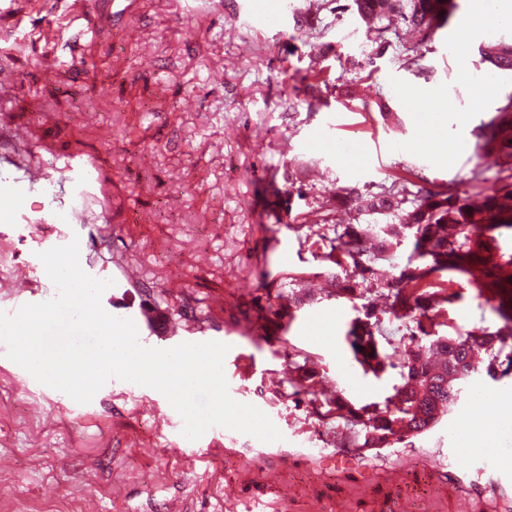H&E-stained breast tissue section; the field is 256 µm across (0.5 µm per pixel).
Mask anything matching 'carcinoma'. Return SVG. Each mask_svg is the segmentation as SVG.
I'll use <instances>...</instances> for the list:
<instances>
[{
  "instance_id": "carcinoma-1",
  "label": "carcinoma",
  "mask_w": 512,
  "mask_h": 512,
  "mask_svg": "<svg viewBox=\"0 0 512 512\" xmlns=\"http://www.w3.org/2000/svg\"><path fill=\"white\" fill-rule=\"evenodd\" d=\"M353 5L369 24L400 18L425 39L446 26L457 8L455 0H353ZM481 61L491 72L512 70V44L485 48ZM479 138L478 148L498 153L505 165L504 175L479 203L457 190L414 192L406 183L375 192L362 193L354 187L336 190V207L352 206L361 215L392 218L386 224L338 225L336 243L326 254L334 267L331 275L338 294L362 293V285L375 281L376 260L403 238L412 239L413 253L423 259L421 264L408 262L392 281L374 288L377 297L389 301L392 313L399 312L413 323L407 339L390 353L380 347L381 320L374 300L364 304L363 317L356 318L348 332L355 357L364 367L376 375L397 368L402 379L383 405L373 402L356 408L326 399V415L337 412L362 426L364 442L350 436L345 442L349 448L383 447L394 425L412 436L427 431L439 412L457 402L459 390L449 383L471 376L475 353L489 355L491 376L503 365L512 366V276L504 275L512 265V254L505 255L498 247L502 234L512 233V101L480 126ZM334 208L326 216L334 214ZM443 272L464 277L479 292L490 293L502 326L494 331L480 328L464 338L438 337L435 348L443 359L436 362L426 355L421 341L431 336L430 329L449 301L446 289L435 281L436 274Z\"/></svg>"
}]
</instances>
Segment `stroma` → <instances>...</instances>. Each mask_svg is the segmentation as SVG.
<instances>
[{"label":"stroma","mask_w":512,"mask_h":512,"mask_svg":"<svg viewBox=\"0 0 512 512\" xmlns=\"http://www.w3.org/2000/svg\"><path fill=\"white\" fill-rule=\"evenodd\" d=\"M351 2L288 0L281 14L279 0H136L118 15L112 0H92V37L71 29L16 45L13 127L35 143L53 138L62 150L97 154L112 172V226L95 230L91 249L103 279L115 264L137 266L130 305L162 303L222 334L230 396L269 416L282 448L300 443L311 454L264 458L268 478L258 483L253 436L214 426L190 441L182 422L163 426L173 408L141 385L108 383L80 404L0 358V512H164L170 502L182 512H376L402 496L429 512L419 471L389 492L361 498L351 489L395 464L400 449L435 458L459 444L475 389L512 393V375L469 377L431 429L362 462L340 454L352 423L320 406L334 396L381 404L401 383L397 370L378 378L354 359L347 333L364 300L336 293L323 259L334 235L323 202L339 187L396 179L471 196L492 187L500 159L479 150V127L512 100V71L496 72V100L470 95L484 73L482 48L512 43V21L477 29L465 53L449 52L448 30L469 8L457 0L430 39L400 23L378 45ZM299 15L308 25L297 26ZM61 58L73 61L62 83H41L40 68ZM309 84L322 99L314 110L301 92ZM433 88L444 91L449 116L431 134ZM457 112L471 113L469 128L452 122ZM436 134L467 146L434 157ZM332 136L354 151L322 153ZM300 167L297 198L288 173ZM448 292L438 335L497 328L492 301L465 278Z\"/></svg>","instance_id":"1"}]
</instances>
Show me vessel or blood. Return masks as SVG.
Returning <instances> with one entry per match:
<instances>
[{
  "label": "vessel or blood",
  "mask_w": 512,
  "mask_h": 512,
  "mask_svg": "<svg viewBox=\"0 0 512 512\" xmlns=\"http://www.w3.org/2000/svg\"><path fill=\"white\" fill-rule=\"evenodd\" d=\"M70 15L79 34H88L96 24L91 0H70ZM15 75L0 69V239L8 240L7 226L23 224L33 242L31 252L9 272H0V288L15 289L22 302H30L36 289L51 287L39 255L68 244L73 236L91 224L112 221V207L106 202L111 173L97 155L64 154L51 141L33 148L30 140L7 121ZM37 207H30V200ZM139 332L146 336L204 335L200 322L177 319L158 303L138 306L130 313ZM497 445L491 458H477L461 448L448 449L442 460L426 464L427 476L437 499H444L451 485L460 483L462 468L490 473L491 485L512 490V434L496 433Z\"/></svg>",
  "instance_id": "obj_1"
}]
</instances>
